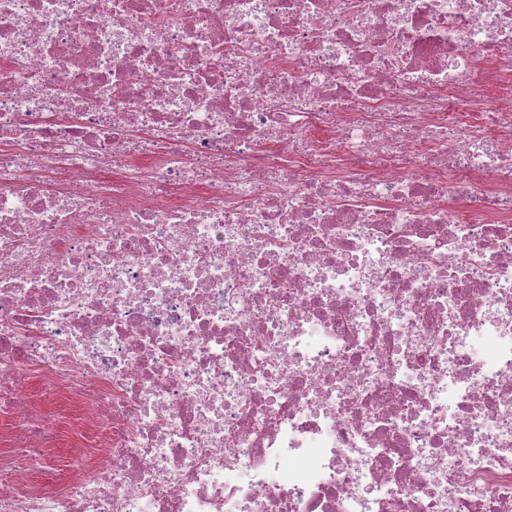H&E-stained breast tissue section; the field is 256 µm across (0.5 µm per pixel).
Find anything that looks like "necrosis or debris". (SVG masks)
I'll use <instances>...</instances> for the list:
<instances>
[{
    "mask_svg": "<svg viewBox=\"0 0 512 512\" xmlns=\"http://www.w3.org/2000/svg\"><path fill=\"white\" fill-rule=\"evenodd\" d=\"M0 417V512H512V0H0Z\"/></svg>",
    "mask_w": 512,
    "mask_h": 512,
    "instance_id": "necrosis-or-debris-1",
    "label": "necrosis or debris"
}]
</instances>
